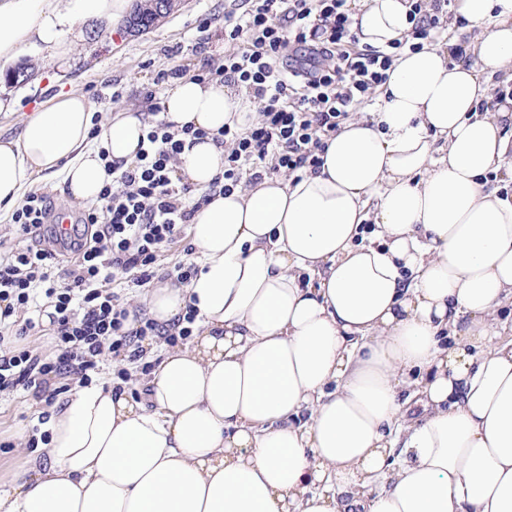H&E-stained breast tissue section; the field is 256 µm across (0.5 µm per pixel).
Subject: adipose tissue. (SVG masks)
Wrapping results in <instances>:
<instances>
[{
    "label": "adipose tissue",
    "instance_id": "ef3b65f1",
    "mask_svg": "<svg viewBox=\"0 0 512 512\" xmlns=\"http://www.w3.org/2000/svg\"><path fill=\"white\" fill-rule=\"evenodd\" d=\"M130 0H0V60L69 50L63 26L120 21ZM449 40L401 51L372 118L327 141L319 172L215 195L191 225L199 272L150 289L160 324L197 312L146 400L77 388L0 512H512V0H450ZM409 0H352L360 45L411 38ZM161 116L210 132L254 116L244 87L171 80ZM53 97L0 140V212L62 175L97 201L129 165L144 122ZM212 140L179 175L207 190ZM375 242H358L361 225Z\"/></svg>",
    "mask_w": 512,
    "mask_h": 512
}]
</instances>
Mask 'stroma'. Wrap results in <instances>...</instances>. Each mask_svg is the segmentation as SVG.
Listing matches in <instances>:
<instances>
[{
  "mask_svg": "<svg viewBox=\"0 0 512 512\" xmlns=\"http://www.w3.org/2000/svg\"><path fill=\"white\" fill-rule=\"evenodd\" d=\"M232 0H184L166 23L144 34L129 36L115 25L90 21L82 24V38L64 30L74 43L72 54L57 60L36 48L27 49L11 65H0V139L17 138L31 112L60 93H80L97 114L128 109L148 112L146 93L159 70L184 65L196 74L202 54H224V13ZM204 52H197L199 39ZM36 402L25 391L0 399V442H14L11 453L0 452V496L11 477L32 456L21 446Z\"/></svg>",
  "mask_w": 512,
  "mask_h": 512,
  "instance_id": "stroma-1",
  "label": "stroma"
}]
</instances>
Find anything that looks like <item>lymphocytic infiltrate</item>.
Segmentation results:
<instances>
[{"label":"lymphocytic infiltrate","mask_w":512,"mask_h":512,"mask_svg":"<svg viewBox=\"0 0 512 512\" xmlns=\"http://www.w3.org/2000/svg\"><path fill=\"white\" fill-rule=\"evenodd\" d=\"M224 40L230 48L222 62L202 59L196 78L249 89L257 105L250 126L211 135L145 118L135 162L113 166L111 184L84 211L85 232L69 243L72 263L33 243L55 208L47 194L29 191L11 213L25 244L0 252V397L21 389L44 404L27 447L46 441L40 426L72 384L91 385L108 363L127 383L129 364L150 372L147 344L174 347L192 336L195 311L163 327L134 301L156 278L186 284L197 275L191 263L162 268L165 250L211 195L319 171L327 138L354 104L373 100L394 62L391 52L359 47L349 0H240L224 15ZM207 137L223 145L224 170L197 194L176 164L185 140ZM45 331L47 348L34 341Z\"/></svg>","instance_id":"1"}]
</instances>
